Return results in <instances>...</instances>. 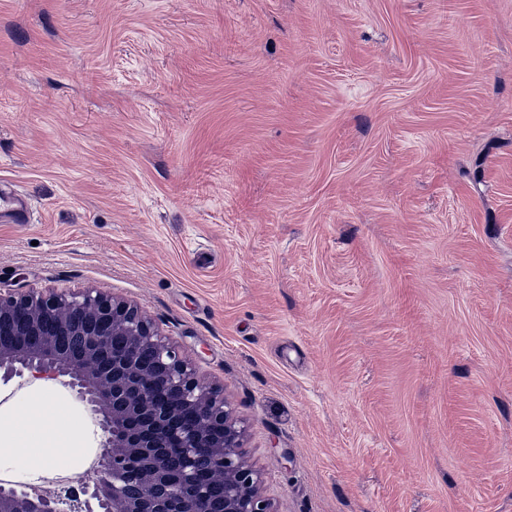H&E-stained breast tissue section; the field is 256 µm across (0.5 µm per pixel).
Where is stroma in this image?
I'll use <instances>...</instances> for the list:
<instances>
[{"instance_id":"obj_1","label":"stroma","mask_w":512,"mask_h":512,"mask_svg":"<svg viewBox=\"0 0 512 512\" xmlns=\"http://www.w3.org/2000/svg\"><path fill=\"white\" fill-rule=\"evenodd\" d=\"M1 183L0 293L140 306L275 512H512V0H0ZM4 210H0V220L3 218L5 221H17L21 219L28 210V203L26 199L15 192L3 196Z\"/></svg>"}]
</instances>
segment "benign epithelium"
Here are the masks:
<instances>
[{"instance_id": "benign-epithelium-1", "label": "benign epithelium", "mask_w": 512, "mask_h": 512, "mask_svg": "<svg viewBox=\"0 0 512 512\" xmlns=\"http://www.w3.org/2000/svg\"><path fill=\"white\" fill-rule=\"evenodd\" d=\"M0 379L51 380L98 418L99 471L86 500L54 489L0 486V512H274L261 477L243 451L244 427L222 389L200 379L193 362L135 304L95 288L0 294ZM126 350L112 355V337ZM154 363L144 368L139 352ZM178 392L195 420L168 445L176 417L156 390ZM224 484L221 507L197 483V463Z\"/></svg>"}]
</instances>
